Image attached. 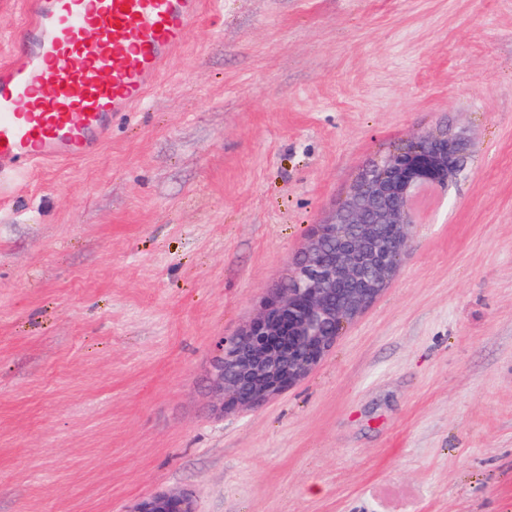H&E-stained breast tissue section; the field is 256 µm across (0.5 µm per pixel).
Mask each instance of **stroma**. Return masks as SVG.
<instances>
[{
	"mask_svg": "<svg viewBox=\"0 0 512 512\" xmlns=\"http://www.w3.org/2000/svg\"><path fill=\"white\" fill-rule=\"evenodd\" d=\"M162 90L0 202V512H512V0H207ZM465 142L301 383L212 388L363 169ZM132 512H195V510L188 495L163 492L142 499Z\"/></svg>",
	"mask_w": 512,
	"mask_h": 512,
	"instance_id": "obj_1",
	"label": "stroma"
}]
</instances>
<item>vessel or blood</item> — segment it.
<instances>
[{
  "label": "vessel or blood",
  "instance_id": "obj_1",
  "mask_svg": "<svg viewBox=\"0 0 512 512\" xmlns=\"http://www.w3.org/2000/svg\"><path fill=\"white\" fill-rule=\"evenodd\" d=\"M0 63V199L40 164L95 153L160 90L204 0H24Z\"/></svg>",
  "mask_w": 512,
  "mask_h": 512
}]
</instances>
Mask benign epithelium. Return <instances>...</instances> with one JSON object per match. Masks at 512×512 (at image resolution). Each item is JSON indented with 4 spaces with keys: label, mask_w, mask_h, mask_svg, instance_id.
Masks as SVG:
<instances>
[{
    "label": "benign epithelium",
    "mask_w": 512,
    "mask_h": 512,
    "mask_svg": "<svg viewBox=\"0 0 512 512\" xmlns=\"http://www.w3.org/2000/svg\"><path fill=\"white\" fill-rule=\"evenodd\" d=\"M463 143L423 134L373 162L343 204L316 225L288 279L258 316L216 344L212 385L224 407L251 409L303 381L343 325L363 313L397 269L425 195L459 176ZM132 512H195L181 493H156Z\"/></svg>",
    "instance_id": "benign-epithelium-1"
}]
</instances>
